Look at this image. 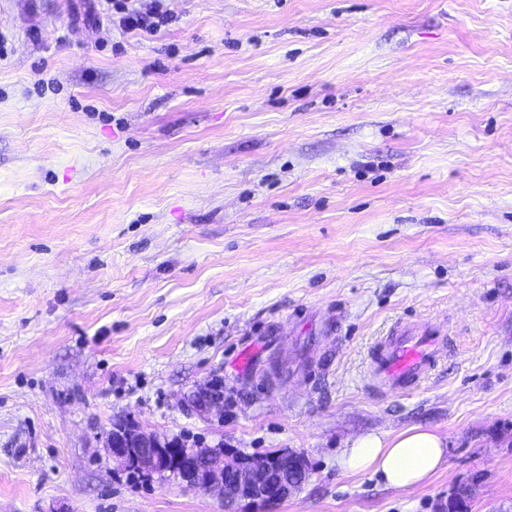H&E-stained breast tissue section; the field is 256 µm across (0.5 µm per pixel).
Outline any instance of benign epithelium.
I'll return each instance as SVG.
<instances>
[{
  "label": "benign epithelium",
  "mask_w": 512,
  "mask_h": 512,
  "mask_svg": "<svg viewBox=\"0 0 512 512\" xmlns=\"http://www.w3.org/2000/svg\"><path fill=\"white\" fill-rule=\"evenodd\" d=\"M200 391L209 395L202 406L205 413L224 410V394L205 384ZM160 437L141 427L132 431L125 424H115L106 437L107 451L124 468L157 473L158 470L179 469V479L189 488L217 494L226 512H234L239 502L249 500L266 505L288 499L301 485L288 484L285 473L288 463L306 466L304 457L281 450L253 456L235 448L220 454L211 448L160 447Z\"/></svg>",
  "instance_id": "7a95c632"
}]
</instances>
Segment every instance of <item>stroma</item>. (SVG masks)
<instances>
[{
  "mask_svg": "<svg viewBox=\"0 0 512 512\" xmlns=\"http://www.w3.org/2000/svg\"><path fill=\"white\" fill-rule=\"evenodd\" d=\"M0 0V512H224L133 474L112 425L309 477L238 512H512V0ZM451 350L374 387L402 318ZM218 379L224 413L185 400ZM448 442L427 485L342 464ZM94 0L106 4L107 8H103L101 14L105 16L106 20L112 22L114 18L113 10L119 14L118 24L122 30L126 32H140L145 34H155L161 30L162 27L172 23L177 19V15L172 9L168 8L165 4L168 0H152L149 8L134 7L129 5L126 0ZM104 7V6H103ZM343 452L351 472L379 473L393 488L408 490L425 485L443 467L448 443L421 426L411 427L391 439L368 434L353 440Z\"/></svg>",
  "mask_w": 512,
  "mask_h": 512,
  "instance_id": "35a3bbf8",
  "label": "stroma"
}]
</instances>
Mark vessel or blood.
<instances>
[{"instance_id":"b4317fda","label":"vessel or blood","mask_w":512,"mask_h":512,"mask_svg":"<svg viewBox=\"0 0 512 512\" xmlns=\"http://www.w3.org/2000/svg\"><path fill=\"white\" fill-rule=\"evenodd\" d=\"M444 348L445 340L432 324H398L373 355L370 378L386 391L410 392L428 377Z\"/></svg>"}]
</instances>
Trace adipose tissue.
Here are the masks:
<instances>
[{"instance_id":"1","label":"adipose tissue","mask_w":512,"mask_h":512,"mask_svg":"<svg viewBox=\"0 0 512 512\" xmlns=\"http://www.w3.org/2000/svg\"><path fill=\"white\" fill-rule=\"evenodd\" d=\"M446 448L440 435L415 426L389 439L368 434L353 440L343 464L354 473H378L388 486L408 490L425 485L443 468Z\"/></svg>"}]
</instances>
